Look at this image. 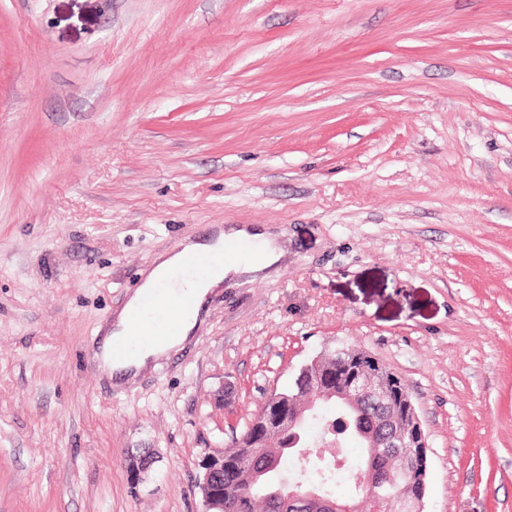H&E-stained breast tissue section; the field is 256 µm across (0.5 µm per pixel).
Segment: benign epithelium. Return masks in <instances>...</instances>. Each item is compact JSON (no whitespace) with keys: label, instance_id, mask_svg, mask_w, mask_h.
Wrapping results in <instances>:
<instances>
[{"label":"benign epithelium","instance_id":"7a95c632","mask_svg":"<svg viewBox=\"0 0 512 512\" xmlns=\"http://www.w3.org/2000/svg\"><path fill=\"white\" fill-rule=\"evenodd\" d=\"M375 359L371 353H353L346 348L336 349L328 354H320L304 363L295 375L299 387L305 394L303 404L296 412L273 418L266 416L267 404H262L252 416V421L261 424L266 435H277L283 428L300 429L307 418L314 414L317 401L326 394L356 407L363 401L374 402L382 408L384 423L383 435L365 434L366 447L372 453L387 454L399 461L396 470L410 472L404 449L417 448L422 460L414 463L417 491H399L397 501L401 512H423V498L428 474L427 439L422 421L408 391L401 392L402 404L399 409L391 407L393 394L380 384V378L394 375L383 363L376 362L371 370L364 360ZM224 460V452L217 450L202 462V476L198 489L203 503L202 512H224V484L220 482L217 464ZM280 497L288 512H310L317 506L325 512H350V508L322 498L315 487L304 486L300 482L281 480Z\"/></svg>","mask_w":512,"mask_h":512}]
</instances>
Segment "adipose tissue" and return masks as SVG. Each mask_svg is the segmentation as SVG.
Returning a JSON list of instances; mask_svg holds the SVG:
<instances>
[{
    "label": "adipose tissue",
    "mask_w": 512,
    "mask_h": 512,
    "mask_svg": "<svg viewBox=\"0 0 512 512\" xmlns=\"http://www.w3.org/2000/svg\"><path fill=\"white\" fill-rule=\"evenodd\" d=\"M229 240H246L255 248L254 256L235 263H225L224 244ZM190 256H205L211 261L206 275L196 276L186 271L185 262ZM282 250L276 235L255 228H231L217 237L182 245L181 249L161 254L143 276L142 283L130 295L124 307L116 313L112 328L104 339L98 362L101 370L121 377L138 375L150 363L167 355L182 345L197 325L203 304L214 288L219 287L231 274L259 272L276 264ZM167 287L170 296L190 295L192 307L178 317V327L173 334L160 337L151 344L134 348L127 356L118 358L112 354L115 342L129 334L130 315L139 309L145 296L154 289Z\"/></svg>",
    "instance_id": "obj_1"
}]
</instances>
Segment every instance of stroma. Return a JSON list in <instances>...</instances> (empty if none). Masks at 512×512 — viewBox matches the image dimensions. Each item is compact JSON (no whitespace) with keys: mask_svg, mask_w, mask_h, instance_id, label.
Segmentation results:
<instances>
[{"mask_svg":"<svg viewBox=\"0 0 512 512\" xmlns=\"http://www.w3.org/2000/svg\"><path fill=\"white\" fill-rule=\"evenodd\" d=\"M230 224L277 269L102 375L144 271ZM344 345L418 408L423 512H512V0H0V512H201L202 458Z\"/></svg>","mask_w":512,"mask_h":512,"instance_id":"1","label":"stroma"}]
</instances>
